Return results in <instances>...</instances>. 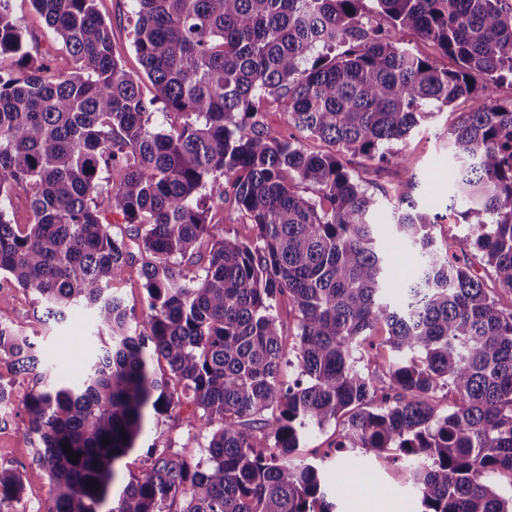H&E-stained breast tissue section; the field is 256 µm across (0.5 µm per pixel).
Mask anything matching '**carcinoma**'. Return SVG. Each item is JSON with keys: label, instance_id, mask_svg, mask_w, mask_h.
I'll return each mask as SVG.
<instances>
[{"label": "carcinoma", "instance_id": "obj_1", "mask_svg": "<svg viewBox=\"0 0 512 512\" xmlns=\"http://www.w3.org/2000/svg\"><path fill=\"white\" fill-rule=\"evenodd\" d=\"M13 2L0 0V202L26 183L33 218L13 224L0 209V274L48 320L90 310L101 338L61 379L0 319V362L34 382L19 431L38 441L50 512H336L345 484L296 451L339 418L338 447L383 471L401 465L421 512H512V493L492 485L512 475V305L500 303L512 298V100L496 96L512 82V0H372V11L364 0H135L150 98L96 0H30L73 60L58 74L52 55L26 50ZM404 30L456 67L399 45ZM269 97L287 112L286 137L265 124ZM460 99L469 109L448 129L456 197L494 294L468 256L436 246L410 163L393 152ZM158 103L183 119L174 132L153 127ZM299 133L332 150L308 151ZM348 155L404 171L392 228L418 252L414 277L390 266L380 198ZM214 198L231 199L255 236L208 223ZM106 212L122 215L121 236ZM137 260L139 315L113 290ZM284 296L297 311L288 384ZM379 346L397 361L364 371ZM188 406L203 458L153 446L124 480L119 462L147 413L175 419ZM22 493L20 473L1 470L0 503Z\"/></svg>", "mask_w": 512, "mask_h": 512}]
</instances>
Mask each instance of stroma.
<instances>
[{
	"mask_svg": "<svg viewBox=\"0 0 512 512\" xmlns=\"http://www.w3.org/2000/svg\"><path fill=\"white\" fill-rule=\"evenodd\" d=\"M15 12L25 31L26 41L34 56L52 50V36L45 20L31 6L29 0H15ZM102 16L112 24V43L120 53L127 71L138 74L142 67L132 46V30L137 4L135 0H97ZM56 72L69 71L71 61L61 50H52ZM458 117L457 111L442 110L434 113L407 139L395 145V152L409 158L416 175L417 187L413 192L421 209L427 211L435 225L432 234L438 244H452L455 250L465 251L473 261V270L488 277V270L480 262L475 235L470 224L453 211L454 189L452 177L458 162L448 142L447 129ZM35 307L32 293L15 288L11 291L8 308L0 311V318L19 326L31 339L44 348L53 365H65L70 374H78L87 357V346L75 343V336L91 335L92 319L88 311L74 309L70 318L61 324H45L33 316ZM0 381L11 387L12 405L0 416V467L19 470L24 479V493L20 499L0 504V512H36L49 508L53 492L45 470L36 460L35 445L19 432L18 412L26 394L32 387L29 377L17 375L0 363ZM341 427L328 423L314 429L299 450L304 459H317L323 464L328 478H335L336 467L343 451L338 443ZM202 438L197 429L181 420L147 425L135 452L122 461L123 472L140 473L145 466L149 446L172 448L189 462H197ZM366 504L358 500H343L340 512H404L403 502L413 501L414 495L405 479V472L393 469L379 474L374 489L366 492Z\"/></svg>",
	"mask_w": 512,
	"mask_h": 512,
	"instance_id": "obj_1",
	"label": "stroma"
}]
</instances>
